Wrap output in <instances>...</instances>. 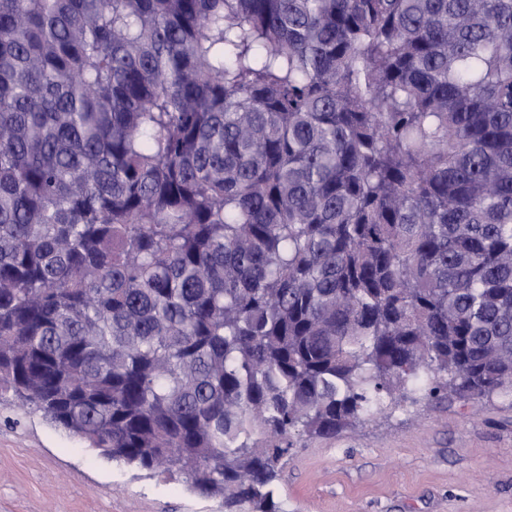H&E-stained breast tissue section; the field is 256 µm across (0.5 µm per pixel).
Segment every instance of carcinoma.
<instances>
[{
    "instance_id": "carcinoma-1",
    "label": "carcinoma",
    "mask_w": 512,
    "mask_h": 512,
    "mask_svg": "<svg viewBox=\"0 0 512 512\" xmlns=\"http://www.w3.org/2000/svg\"><path fill=\"white\" fill-rule=\"evenodd\" d=\"M0 385L224 512L512 397V0H0Z\"/></svg>"
}]
</instances>
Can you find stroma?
Masks as SVG:
<instances>
[{
  "instance_id": "obj_1",
  "label": "stroma",
  "mask_w": 512,
  "mask_h": 512,
  "mask_svg": "<svg viewBox=\"0 0 512 512\" xmlns=\"http://www.w3.org/2000/svg\"><path fill=\"white\" fill-rule=\"evenodd\" d=\"M284 512H512V400L405 404L309 440L280 480ZM0 512H224L176 477L102 455L0 391Z\"/></svg>"
}]
</instances>
